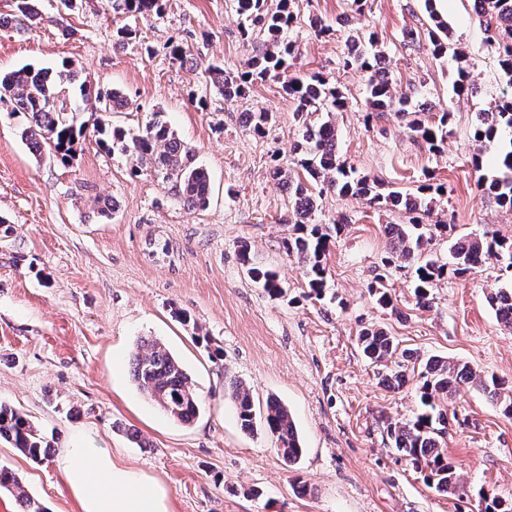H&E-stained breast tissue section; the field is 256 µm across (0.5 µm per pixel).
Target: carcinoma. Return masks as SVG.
Here are the masks:
<instances>
[{
  "label": "carcinoma",
  "mask_w": 512,
  "mask_h": 512,
  "mask_svg": "<svg viewBox=\"0 0 512 512\" xmlns=\"http://www.w3.org/2000/svg\"><path fill=\"white\" fill-rule=\"evenodd\" d=\"M37 2L14 0L13 21L24 27L40 24L42 15ZM236 2L237 12L260 26L265 40L246 73L233 75L219 65L206 69L208 79L226 102L244 97L252 80L277 78L286 73L288 60L295 51L292 42L284 37L294 22L288 0H280L273 12L264 10L265 0ZM425 2L430 18L435 21V28L428 31L432 53L442 56L448 51V40L442 38L441 33H447L449 29L437 19L432 0ZM113 5L125 13L148 18L160 13L162 0H113ZM473 9L497 44L498 64L506 87L512 89V0H473ZM382 58L373 35L357 36L350 42L343 67L369 74L367 103L370 110H392L404 117L409 114V98L393 96L390 82L379 68ZM75 81L76 75L65 64L54 74L41 68L25 67L0 75V102L10 103L12 111L27 118L22 138L34 154L46 153L63 160L71 158L73 144L84 130V124L78 123L81 110L121 112L129 106L127 97L119 89L101 91L82 83L75 91ZM284 91L296 102V113L305 117L304 130L294 145L291 163L276 165L273 176L288 189L294 208L293 233L286 239L285 248L288 256L301 264L311 292L318 296L326 288L323 258L332 230L339 229L337 223L331 228L314 223L317 198L327 190L357 197L371 206L385 205L412 214L410 223L388 224L384 232L392 253L400 262L414 268V295L416 304L422 308L430 304L431 288L449 275L461 276L490 259L503 260L505 267L512 269V241L495 238L465 236L457 239L450 247L451 261L448 263L425 255L428 237L422 231V213L427 211V206L423 199L400 191L384 194L379 191L376 180L357 174L340 160L338 132L332 115L344 106L345 96L341 88L314 73L289 78ZM454 91L459 96L473 92L467 68H457ZM450 116L451 113L444 110L438 121H413L409 129L437 151L448 136ZM99 134L107 135L102 140L104 146L128 156L132 174L152 172L170 184L174 195L187 207L203 210L209 206L212 196L209 173L195 164L191 150L161 118V112H155L142 131L131 137L120 128H114L108 134L101 130ZM473 137L482 148L497 152L496 172L480 175L479 187L499 205L512 209V94L502 97L497 111L484 113ZM249 273L269 295L278 297L283 294V286L274 272L253 267ZM488 304L498 322L512 328V286L490 293ZM357 342L363 355L373 363L411 357L409 352L399 350L395 338L382 328L363 329ZM130 367L138 388L172 420L190 424L198 418L201 399L192 388L181 362L164 343L152 338L140 341L131 355ZM418 378L421 411L408 420L387 421L386 437L391 447L412 465L428 471L426 480L431 488L442 495H455L461 484L456 467L445 451L448 413L437 405V398H446L459 386L472 384L495 401L503 415L511 419L512 388L505 387L504 382L493 375L478 374L470 365L445 357H430L420 363ZM224 395L234 404L241 429L254 432L256 410L250 387L231 378L224 381ZM263 416L265 426L275 440L277 454L290 466L299 462L304 448L288 407L270 397ZM2 442L36 461L48 458L53 448L51 441L23 412L0 404ZM0 487L15 496L20 512H47L11 472L0 470ZM478 496L484 501L483 512H512V500L483 489L479 490Z\"/></svg>",
  "instance_id": "carcinoma-1"
}]
</instances>
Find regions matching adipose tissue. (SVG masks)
Wrapping results in <instances>:
<instances>
[{
    "label": "adipose tissue",
    "instance_id": "ef3b65f1",
    "mask_svg": "<svg viewBox=\"0 0 512 512\" xmlns=\"http://www.w3.org/2000/svg\"><path fill=\"white\" fill-rule=\"evenodd\" d=\"M61 480L78 512H172L162 483L128 468L101 448L65 449Z\"/></svg>",
    "mask_w": 512,
    "mask_h": 512
}]
</instances>
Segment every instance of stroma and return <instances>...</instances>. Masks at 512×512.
I'll list each match as a JSON object with an SVG mask.
<instances>
[{
    "mask_svg": "<svg viewBox=\"0 0 512 512\" xmlns=\"http://www.w3.org/2000/svg\"><path fill=\"white\" fill-rule=\"evenodd\" d=\"M351 3L293 0L297 21L287 33L295 44L289 75L318 72L345 92L346 107L333 114L341 159L387 190L441 186L431 219L447 229L430 245L440 260L466 235L512 240V209L481 192L472 166L477 115L494 111L505 79L471 0L439 6L452 47L441 57L426 35L435 21L425 0H365L359 13ZM162 4L158 15L137 19L109 0H77L71 11L39 0L37 27H0L1 74L67 63L77 82L122 89L127 110L85 112L82 120L135 135L163 111L213 186L208 208L183 206L160 179L132 176L127 157L92 131L71 160H37L20 138L25 118L0 102V218L12 227L0 235V403L26 413L55 443L42 462L0 444V467L49 512H77L59 476L61 450L77 439L163 483L172 512H477V497L436 493L387 443L386 421L419 408L418 378L383 384L385 367L362 356L357 336L376 324L419 358L460 361L510 386L512 328L497 321L486 297L511 285L512 273L489 261L442 279L430 307H418L411 269L386 263L384 227L407 223L406 212L330 192L314 221L344 226L323 260L326 288L311 293L283 247L292 203L270 173L273 159L293 157L302 133L296 104L280 78L253 82L230 104L205 74L213 63L246 71L261 33L244 30L233 0ZM123 26L131 34L118 47ZM410 29L418 33L411 43ZM358 33L374 35L394 96H411L418 119L451 111L441 152L415 138L407 119L367 115V74L342 67ZM172 43L188 46L195 65L173 61ZM462 63L475 89L459 96L453 81ZM260 110L272 119L258 136L242 118ZM101 198L112 201L111 217L99 215ZM251 264L276 272L285 296L270 297L252 281ZM380 288L390 306L378 304ZM177 310L189 324L174 318ZM145 336L162 341L190 375L203 403L193 423L167 418L133 381L129 357ZM228 377L251 388L256 410L271 397L288 407L305 449L298 470L283 464L265 427L241 430L224 397ZM441 405L446 450L462 482L511 499L512 419L468 385ZM131 429L150 448L132 443Z\"/></svg>",
    "mask_w": 512,
    "mask_h": 512,
    "instance_id": "1",
    "label": "stroma"
}]
</instances>
